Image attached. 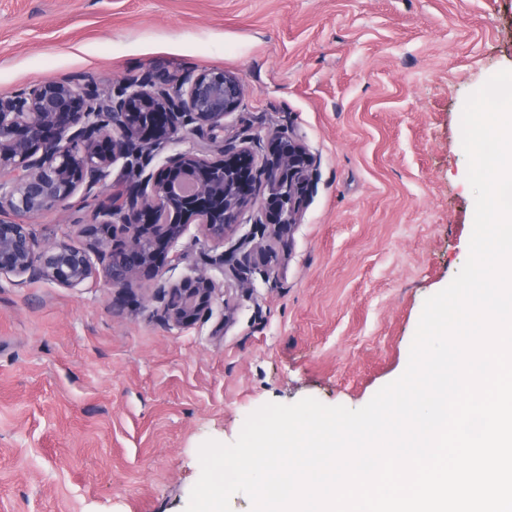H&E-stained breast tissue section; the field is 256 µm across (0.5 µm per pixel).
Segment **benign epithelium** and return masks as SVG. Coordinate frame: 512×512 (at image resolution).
I'll return each mask as SVG.
<instances>
[{
  "label": "benign epithelium",
  "instance_id": "1",
  "mask_svg": "<svg viewBox=\"0 0 512 512\" xmlns=\"http://www.w3.org/2000/svg\"><path fill=\"white\" fill-rule=\"evenodd\" d=\"M245 87L222 69L186 74L175 82L151 74L107 92L71 81L43 80L19 93H0V278L43 279L77 288L104 277L126 289L151 275L157 247L175 244L187 224L204 227L224 244L254 206L240 191L244 173L278 201L274 211L250 216L268 229L269 243L255 247L262 263L284 244L285 230L300 223L316 166L292 129L273 133L274 146L259 156L260 141H226L224 119L234 113ZM205 137L222 158L195 149L165 157L163 174L148 166L185 138ZM125 161V189L98 204L103 220L85 225L87 246L62 241L39 246L29 220L69 200L79 189L103 187L112 167ZM217 284L203 272L167 286L164 315L175 326L192 325L211 312Z\"/></svg>",
  "mask_w": 512,
  "mask_h": 512
}]
</instances>
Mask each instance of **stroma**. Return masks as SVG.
Instances as JSON below:
<instances>
[{"mask_svg":"<svg viewBox=\"0 0 512 512\" xmlns=\"http://www.w3.org/2000/svg\"><path fill=\"white\" fill-rule=\"evenodd\" d=\"M221 68L246 93L224 134L292 128L316 159L290 243L188 225L127 289L0 280V512H185L208 439L312 397L357 409L405 371L425 300L466 262L475 200L461 114L512 69V0H0V93L104 90ZM103 188L36 216L81 243ZM232 263L219 264L223 253ZM202 269L211 316L167 323L161 286Z\"/></svg>","mask_w":512,"mask_h":512,"instance_id":"obj_1","label":"stroma"}]
</instances>
